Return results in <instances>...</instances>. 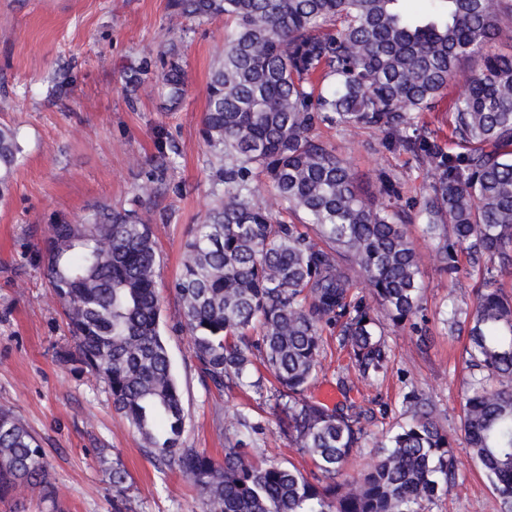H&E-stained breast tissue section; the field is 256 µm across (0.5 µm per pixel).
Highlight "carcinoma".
Listing matches in <instances>:
<instances>
[{
	"label": "carcinoma",
	"mask_w": 512,
	"mask_h": 512,
	"mask_svg": "<svg viewBox=\"0 0 512 512\" xmlns=\"http://www.w3.org/2000/svg\"><path fill=\"white\" fill-rule=\"evenodd\" d=\"M170 17L224 22V47L210 72L202 137L215 160L207 210L185 243L174 283L201 374L262 392L255 360L271 371L282 426L320 475L255 464L237 436L219 463L185 444L186 415L160 330L158 248L134 211L100 206L76 224L51 225L37 247L49 288L63 304L76 363L103 380L112 406L146 455L197 487L202 512H427L458 474L456 439L411 393L409 421L372 443L359 476L346 464L367 447L368 411L306 396L323 351V328L360 377L377 381L390 361L378 312L396 326L422 310L424 284L407 225L438 240L449 281L467 253L481 288L473 305L451 304L450 328L468 337L472 370L463 404L465 447L512 512V296L495 286L512 275V55L486 45L512 34V0H168ZM187 29L171 30L160 78L168 101L186 93L179 63ZM453 146L422 114L460 75ZM368 127L382 145L430 168L431 180L403 201L401 182L382 176L365 197L317 126ZM14 129L0 125V201L22 161ZM268 181L285 207L259 202ZM361 278L370 296L351 295ZM37 488L55 502L45 451L10 407L0 406V501Z\"/></svg>",
	"instance_id": "obj_1"
}]
</instances>
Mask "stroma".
Returning a JSON list of instances; mask_svg holds the SVG:
<instances>
[{
	"label": "stroma",
	"mask_w": 512,
	"mask_h": 512,
	"mask_svg": "<svg viewBox=\"0 0 512 512\" xmlns=\"http://www.w3.org/2000/svg\"><path fill=\"white\" fill-rule=\"evenodd\" d=\"M168 0H0V124L16 129L23 161L0 202V406L12 407L37 435L63 512H201L192 482L177 469L156 467L143 441L115 411L100 379L60 365V350L74 348L63 307L32 251L48 226L77 222L102 204L136 210L150 224L160 255L161 329L180 386L189 447L224 458L237 412L260 426L249 457L293 465L306 476L310 457L282 431L271 401L253 391L217 390L199 372L182 310L172 287L184 245L207 211L212 158L200 134L206 87L224 40L220 22L190 23L181 48L187 94L170 106L157 78L159 55L172 24ZM152 69L135 94L124 78L142 58ZM354 172L373 191L390 174L418 187L428 166L390 152L370 130L322 129ZM160 179L152 195L139 190L150 170ZM425 286L417 327H387L391 349L384 381L361 380L336 347V327L325 328L326 352L309 398L328 406L352 400L371 410L372 434L395 428L409 415L413 392L428 402L439 424L462 438L461 415L469 371L462 359L468 339L448 331L449 302L470 305L477 276L449 281L436 243L420 225L409 227ZM353 381L352 391L338 382ZM455 454L460 476L440 492L430 512H500L501 504L465 447ZM120 462L129 478L115 496L108 472Z\"/></svg>",
	"instance_id": "35a3bbf8"
}]
</instances>
